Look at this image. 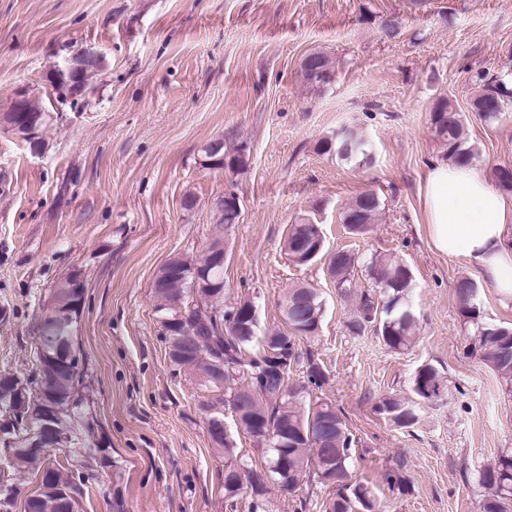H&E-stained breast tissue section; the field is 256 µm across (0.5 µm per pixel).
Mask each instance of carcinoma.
I'll use <instances>...</instances> for the list:
<instances>
[{"mask_svg":"<svg viewBox=\"0 0 512 512\" xmlns=\"http://www.w3.org/2000/svg\"><path fill=\"white\" fill-rule=\"evenodd\" d=\"M381 35L394 38L400 22L393 17L374 18ZM301 76L309 87L321 90L335 74L331 57L321 51L306 55L301 63ZM512 100V88L499 79L486 82L475 95L471 107L486 120L497 119L505 104ZM432 125L437 139L446 148L447 160L460 166L474 163L478 152L469 144L460 112L446 99L437 100L432 108ZM322 154H334L347 162L360 165L372 161L369 143L355 125H345L330 137L318 142ZM225 158L237 165L240 173L248 167L249 154L242 145L224 151ZM495 185L512 192V166L500 165L491 171ZM379 195L373 190L359 194L342 212V223L353 235H364L371 229L381 210ZM237 224L236 217L220 212L202 255L173 256V268L158 269L151 285L157 315L168 347L175 348L170 363L190 375L201 391L215 392L218 398L200 401L208 414V430L224 423V405L246 395L250 418L265 429H273L276 437L265 440L266 474L257 482L237 489L224 482V497L230 509L236 510L244 496H249L251 512L264 509L270 486L288 490L316 475L318 482L337 488V497L325 506V512H383V503L374 487L352 480L349 461L353 440L336 408L328 402H311L304 406L299 394L305 386L287 394L279 393L280 365L273 363L269 352L286 354L288 370L302 368L305 382L320 388L328 376L312 350L298 351V343L313 341L324 318V301L318 289L296 284L283 293L279 308L285 327H274L258 334V327L235 335L230 320L232 312L242 316L253 300L244 297L232 306L224 305V264L215 249L224 245V231ZM320 227L306 218L290 226L285 241L288 258L294 264H310L305 250L316 245ZM360 260L350 250L341 249L330 258L328 271L343 294L355 296L356 317L349 322L352 332L359 334L373 325L376 334L393 350L409 347L417 329V317L410 305L413 288L410 267L399 257L375 258L365 265L375 289L356 292L355 271ZM460 313L472 328L473 352L512 385V326L485 320L475 304L476 284L462 278L455 284ZM84 289L71 288L67 279L56 280L48 292V301L39 318H51L52 326L38 330L35 340V367L26 373L0 370V418L18 410L29 413L14 428L10 456L0 457V500L3 489L21 488L22 478L30 474L37 479L36 488L21 502L11 500L13 512L22 504L21 512H83L90 494L91 480L105 471L112 473V457L96 440L97 416L87 398L80 392L84 363L74 347ZM186 326L196 327L203 348L194 352L179 346L176 337ZM446 386L439 369L431 364L421 366L412 381L415 401L385 398L377 410L395 427L409 428L417 420L416 410L423 403L442 398ZM59 438L65 461H51L32 451L47 435ZM479 482L488 490L480 502L479 512H508L512 504V453L501 455L497 462L480 473Z\"/></svg>","mask_w":512,"mask_h":512,"instance_id":"carcinoma-1","label":"carcinoma"}]
</instances>
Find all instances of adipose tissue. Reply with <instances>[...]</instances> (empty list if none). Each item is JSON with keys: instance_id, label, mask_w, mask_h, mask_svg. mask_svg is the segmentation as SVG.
Returning <instances> with one entry per match:
<instances>
[{"instance_id": "ef3b65f1", "label": "adipose tissue", "mask_w": 512, "mask_h": 512, "mask_svg": "<svg viewBox=\"0 0 512 512\" xmlns=\"http://www.w3.org/2000/svg\"><path fill=\"white\" fill-rule=\"evenodd\" d=\"M422 205L434 248L465 259L512 298V194L474 167L445 160L428 167Z\"/></svg>"}]
</instances>
